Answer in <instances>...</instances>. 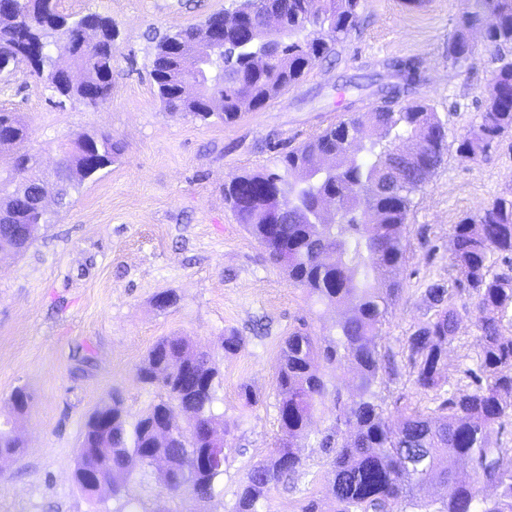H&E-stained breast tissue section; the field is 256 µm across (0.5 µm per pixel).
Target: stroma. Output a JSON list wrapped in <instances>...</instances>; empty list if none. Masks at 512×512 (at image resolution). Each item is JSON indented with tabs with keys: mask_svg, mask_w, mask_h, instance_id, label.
Segmentation results:
<instances>
[{
	"mask_svg": "<svg viewBox=\"0 0 512 512\" xmlns=\"http://www.w3.org/2000/svg\"><path fill=\"white\" fill-rule=\"evenodd\" d=\"M62 6L98 12L117 29L110 99L98 108L60 102L47 81L23 68L0 75V108L23 116L42 168H53L63 143L85 133L110 131L125 150L83 181L23 254L0 255V419L16 387L32 396L17 422L26 454L0 469V512H96L99 506L71 478L85 423L115 392L134 414L161 399L158 388L139 382L137 368L163 336L212 351L224 377L218 408L235 424L231 452L212 498L171 496L149 472L137 475L126 495L140 512H229L247 471L281 438L275 383L285 338L302 325L326 333L341 311L313 303L269 261L225 203V182L270 164L344 115L372 112L377 84L391 80L385 60L418 62L419 94L447 127L449 142L407 217L401 292L383 325L384 346L400 353L428 317L426 284L455 278L448 251L453 224L512 195L511 135L486 158L464 162L456 155V139L477 122L496 64L478 33L472 36L477 65L449 62L462 0H426L419 10L403 0H362L364 23L338 45L336 58L235 123L204 122L164 110L149 75L153 37L200 24L232 9L234 0H62ZM359 76L369 84L351 88L349 79ZM163 292L176 293L178 305L157 308ZM230 331L245 340L234 353L218 348ZM479 339L474 317H463L448 346V389L465 387L463 357ZM245 384L256 404L242 400ZM337 426L334 402L325 399L299 449L306 461L300 492L273 488L267 512H301L306 499L324 498L319 440Z\"/></svg>",
	"mask_w": 512,
	"mask_h": 512,
	"instance_id": "stroma-1",
	"label": "stroma"
}]
</instances>
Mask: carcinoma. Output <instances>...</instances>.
<instances>
[{
	"mask_svg": "<svg viewBox=\"0 0 512 512\" xmlns=\"http://www.w3.org/2000/svg\"><path fill=\"white\" fill-rule=\"evenodd\" d=\"M32 37L44 47L32 75L46 79L65 99L96 108L112 94V20L97 12L66 13L61 0H30ZM14 0H0V74L16 70L18 32L6 20ZM360 0H253L240 12H217L203 24L163 36L157 43L150 75L169 112L201 120L236 122L244 109L277 98L300 82L317 62L335 55L336 45L360 27ZM288 34L281 47L258 66L246 62L257 50L253 35L264 31L270 15ZM99 29L75 49L74 65L82 79L64 87L53 84L54 47L60 29L55 18L73 26L89 18ZM224 29V48L205 33ZM483 33L496 62L493 81L482 90L479 121L457 139L456 153L474 162L512 132V0H467L448 39V59L474 64L470 40ZM211 58L206 77L195 82V95L183 93L192 74L190 60ZM418 83L378 86L382 105L364 116L351 113L301 146L278 155L273 166L241 175L224 185V200L240 223L265 247L270 260L284 266L289 281L316 303L347 304L336 332L314 336L298 328L285 339L276 373L282 438L253 465L236 494L231 512H263L268 493L285 480L306 474L299 443L307 439L314 412L333 395L347 435L321 439L327 454V497L333 512H512V448L490 441L487 431L512 426V197H497L453 225L450 266L455 288L436 280L424 288L432 315L407 336L402 358L411 384L436 404L425 411L398 400L396 420L376 403L373 387L382 375L397 376L394 360L382 350L381 327L400 292L393 273L404 263L403 228L419 191L440 166L447 131L434 108L417 97ZM29 132L14 112L0 111V254H20L31 242L21 230L44 227L52 215L34 205L38 196L57 188L58 208L86 178L112 165L123 146L107 132L85 134L65 145L52 175L38 169L27 149ZM278 215L280 223L269 218ZM464 296L461 305L453 293ZM472 315L480 331L474 366L463 370L467 388L444 389L446 348L456 338L462 315ZM348 366L356 372L354 393L343 398L329 391L326 370ZM140 381L161 389L166 398L133 415L118 393L98 408L112 422L98 427L87 421L75 473H96L116 497L138 474L155 472L169 494L189 491L199 499L213 496L224 474L226 454L216 451L218 437L233 424L214 410L221 374L210 353L186 338L166 336L147 351L138 367ZM10 422L27 413L23 394L9 396ZM189 416L191 434L166 431L168 408ZM24 444L0 430V458L17 460ZM464 458L465 473L448 469L450 458ZM427 484L450 489L424 500ZM494 486L489 501L477 486Z\"/></svg>",
	"mask_w": 512,
	"mask_h": 512,
	"instance_id": "obj_1",
	"label": "carcinoma"
}]
</instances>
